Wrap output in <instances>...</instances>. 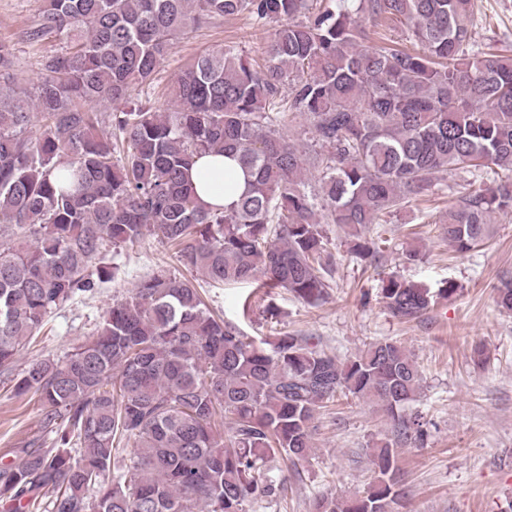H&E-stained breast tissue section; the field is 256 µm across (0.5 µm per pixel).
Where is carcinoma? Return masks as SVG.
I'll list each match as a JSON object with an SVG mask.
<instances>
[{
    "label": "carcinoma",
    "mask_w": 512,
    "mask_h": 512,
    "mask_svg": "<svg viewBox=\"0 0 512 512\" xmlns=\"http://www.w3.org/2000/svg\"><path fill=\"white\" fill-rule=\"evenodd\" d=\"M360 12L405 24L421 50L364 45ZM474 14L475 0H47L27 37L55 34L66 50L44 59L34 90L0 43V369L53 310L113 280L107 253L148 231L192 274L260 279L316 306L330 287L322 225L370 262L365 230L436 174L511 173L512 55L469 49ZM239 15L277 23L264 69L226 44L194 58L170 107L132 99L188 32ZM284 85L303 145L288 139ZM221 153L245 190L204 208L189 166ZM494 213L512 214V182L475 181L442 235L465 253L493 237ZM381 299L410 321L433 294L390 277ZM421 384L394 342L343 363L288 333L257 340L211 313L193 279L161 271L64 361L24 371L16 391L39 396L51 442L0 465V512H247L279 491L270 460L307 458L315 416L339 393L377 406L392 438L363 492L317 497L310 512H400L394 446L423 440L422 416L405 413Z\"/></svg>",
    "instance_id": "1"
}]
</instances>
